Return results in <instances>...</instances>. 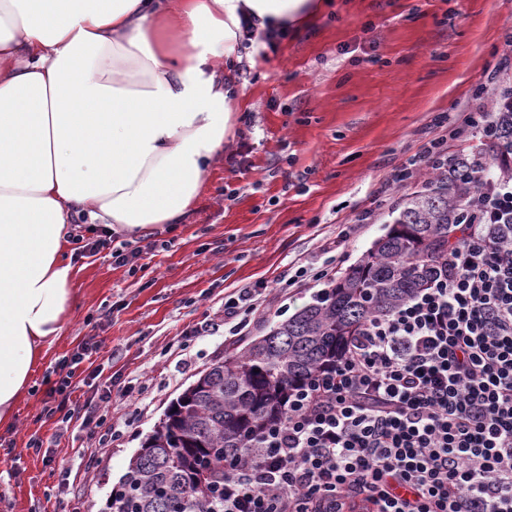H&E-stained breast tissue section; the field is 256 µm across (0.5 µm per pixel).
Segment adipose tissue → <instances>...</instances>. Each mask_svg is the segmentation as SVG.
Masks as SVG:
<instances>
[{"label":"adipose tissue","instance_id":"adipose-tissue-1","mask_svg":"<svg viewBox=\"0 0 512 512\" xmlns=\"http://www.w3.org/2000/svg\"><path fill=\"white\" fill-rule=\"evenodd\" d=\"M322 0H0V426L75 301L71 215L180 223L236 123L241 23Z\"/></svg>","mask_w":512,"mask_h":512}]
</instances>
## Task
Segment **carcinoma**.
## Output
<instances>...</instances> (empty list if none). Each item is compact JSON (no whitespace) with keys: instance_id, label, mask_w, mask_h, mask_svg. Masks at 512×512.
<instances>
[{"instance_id":"cac0c4a2","label":"carcinoma","mask_w":512,"mask_h":512,"mask_svg":"<svg viewBox=\"0 0 512 512\" xmlns=\"http://www.w3.org/2000/svg\"><path fill=\"white\" fill-rule=\"evenodd\" d=\"M482 156L512 151V111ZM476 187L453 169L408 195L388 232L314 303L204 371L172 402L112 489L111 512H209L249 440L283 418L288 394L336 361L367 319L428 287L448 262V238Z\"/></svg>"}]
</instances>
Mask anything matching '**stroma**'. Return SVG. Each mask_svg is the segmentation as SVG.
Returning <instances> with one entry per match:
<instances>
[{
	"instance_id": "35a3bbf8",
	"label": "stroma",
	"mask_w": 512,
	"mask_h": 512,
	"mask_svg": "<svg viewBox=\"0 0 512 512\" xmlns=\"http://www.w3.org/2000/svg\"><path fill=\"white\" fill-rule=\"evenodd\" d=\"M243 91L233 137L180 224L132 236L93 225L86 242L107 248L67 256L76 306L31 378L12 426L0 428V512H105L112 487L169 404L225 353L266 335L312 303L324 279L301 288L299 267L332 260L337 273L383 237L422 173L396 175L430 141L475 154L484 140L454 133V115L512 95V0H329L317 20L289 33L276 52L240 49ZM489 92L477 98L481 83ZM369 223H357L361 210ZM135 252L116 264L113 250ZM265 284L250 333L225 340L224 298ZM213 335L194 336L202 326ZM183 352L172 347L185 334ZM98 344L72 378V400L93 390L90 372L140 379V400L113 412L114 441L92 447L88 428L63 427L49 389L61 359L86 339ZM41 438L45 453L29 449Z\"/></svg>"
}]
</instances>
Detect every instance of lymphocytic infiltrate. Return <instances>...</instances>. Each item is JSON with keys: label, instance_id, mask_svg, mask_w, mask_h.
<instances>
[{"label": "lymphocytic infiltrate", "instance_id": "1", "mask_svg": "<svg viewBox=\"0 0 512 512\" xmlns=\"http://www.w3.org/2000/svg\"><path fill=\"white\" fill-rule=\"evenodd\" d=\"M471 175L447 267L293 390L212 512H512V174ZM258 295L225 300L228 335Z\"/></svg>", "mask_w": 512, "mask_h": 512}]
</instances>
